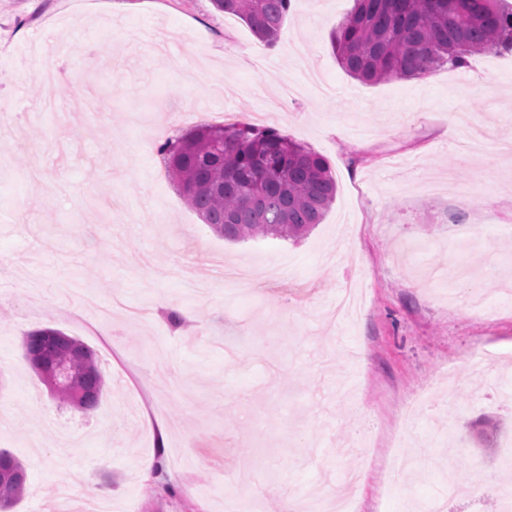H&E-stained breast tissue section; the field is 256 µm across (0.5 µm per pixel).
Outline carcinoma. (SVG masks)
Masks as SVG:
<instances>
[{
	"mask_svg": "<svg viewBox=\"0 0 512 512\" xmlns=\"http://www.w3.org/2000/svg\"><path fill=\"white\" fill-rule=\"evenodd\" d=\"M274 45L290 0H212ZM331 33L340 64L364 84L430 75L468 57L512 51V6L505 0H354ZM186 203L214 233L231 241L258 237L297 240L321 223L336 197L326 161L271 128L248 122L197 126L158 149ZM25 358L43 383L67 365L71 383L52 394L78 410H95L106 391L97 354L59 329L29 332ZM27 470L0 450V512L24 494Z\"/></svg>",
	"mask_w": 512,
	"mask_h": 512,
	"instance_id": "1",
	"label": "carcinoma"
}]
</instances>
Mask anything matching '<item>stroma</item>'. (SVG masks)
<instances>
[{
    "label": "stroma",
    "mask_w": 512,
    "mask_h": 512,
    "mask_svg": "<svg viewBox=\"0 0 512 512\" xmlns=\"http://www.w3.org/2000/svg\"><path fill=\"white\" fill-rule=\"evenodd\" d=\"M352 7L291 0L270 47L212 0H0V449L28 473L13 512L96 493L224 512L225 482L280 512L266 487L316 499L361 466L357 512H498L512 492V53L363 84L330 41ZM267 108L336 199L299 241L230 242L157 147ZM461 110L470 130L448 125ZM44 327L96 352L94 411L30 368L22 339ZM424 390L431 411L403 422ZM157 455L161 478L142 467Z\"/></svg>",
    "instance_id": "1"
}]
</instances>
